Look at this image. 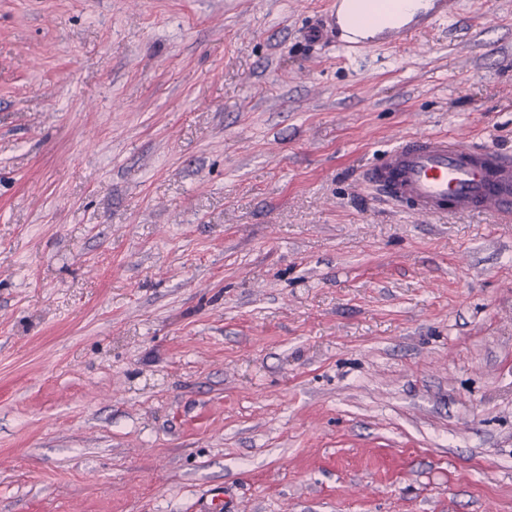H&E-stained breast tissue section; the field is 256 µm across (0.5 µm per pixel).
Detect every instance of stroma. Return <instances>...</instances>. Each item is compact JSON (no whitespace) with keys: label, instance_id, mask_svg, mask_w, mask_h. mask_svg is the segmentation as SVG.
Here are the masks:
<instances>
[{"label":"stroma","instance_id":"obj_1","mask_svg":"<svg viewBox=\"0 0 512 512\" xmlns=\"http://www.w3.org/2000/svg\"><path fill=\"white\" fill-rule=\"evenodd\" d=\"M325 6L0 0V512H512V223L361 182L512 152V0ZM358 4L368 5L369 10L357 11ZM453 9V0H329L326 11L310 26L307 39L313 44L336 43L349 53L378 43L397 44Z\"/></svg>","mask_w":512,"mask_h":512}]
</instances>
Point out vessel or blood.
<instances>
[{
  "label": "vessel or blood",
  "mask_w": 512,
  "mask_h": 512,
  "mask_svg": "<svg viewBox=\"0 0 512 512\" xmlns=\"http://www.w3.org/2000/svg\"><path fill=\"white\" fill-rule=\"evenodd\" d=\"M453 9L454 0H328L307 38L352 53L400 43ZM367 177L392 201L422 217L512 218V155L490 146L416 135L386 150Z\"/></svg>",
  "instance_id": "1"
}]
</instances>
